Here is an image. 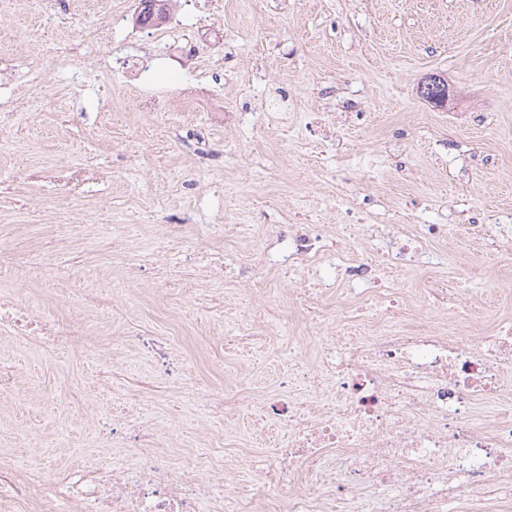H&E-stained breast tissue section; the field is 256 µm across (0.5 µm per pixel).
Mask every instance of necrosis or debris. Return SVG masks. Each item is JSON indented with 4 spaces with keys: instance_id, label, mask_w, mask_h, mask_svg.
Returning a JSON list of instances; mask_svg holds the SVG:
<instances>
[{
    "instance_id": "1",
    "label": "necrosis or debris",
    "mask_w": 512,
    "mask_h": 512,
    "mask_svg": "<svg viewBox=\"0 0 512 512\" xmlns=\"http://www.w3.org/2000/svg\"><path fill=\"white\" fill-rule=\"evenodd\" d=\"M96 30L119 26L112 0H8L50 20L56 4ZM41 197L98 199L109 171L50 167L38 172ZM265 256L281 274L333 265L329 237L293 231ZM55 278L40 263L37 280L18 279L0 294V328L50 349L76 343L66 326L36 311L39 289ZM352 338L315 357L289 355L283 395L256 402L257 416L288 437L274 452L241 458L254 477L233 512H512V319L490 335L458 336L440 322L411 326L405 295L393 293L345 318ZM129 458L87 462L45 476L30 457L0 462V512H203L222 499L213 465L197 456L179 469L162 459L166 438L119 421Z\"/></svg>"
}]
</instances>
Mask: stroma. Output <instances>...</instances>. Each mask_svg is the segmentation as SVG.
Returning a JSON list of instances; mask_svg holds the SVG:
<instances>
[{
    "label": "stroma",
    "instance_id": "35a3bbf8",
    "mask_svg": "<svg viewBox=\"0 0 512 512\" xmlns=\"http://www.w3.org/2000/svg\"><path fill=\"white\" fill-rule=\"evenodd\" d=\"M172 0L173 15H192L165 38L122 27L113 49L109 33L87 39L77 20L45 25L15 16L6 50L14 57L18 112L0 141L24 154L27 165L103 166L112 171V196L100 207L82 201L43 202L27 187V210L0 213V247L53 249L56 289L40 298L49 318L77 327L92 323L72 292L111 288L128 264L140 270L104 318L106 335L82 348L63 343L45 350L0 331V459L35 449L43 472L93 460L122 462L121 446H100L112 420L132 404L146 408L142 426L183 434L199 425L191 449L168 453L180 465L186 452L221 448L233 456L267 453L285 436L274 423L258 427L251 409L202 405L194 390L212 385L257 400L281 394L285 359L296 347L314 355L294 291L308 287L303 271L288 280L280 315L266 320L259 347L228 344L239 319L265 318L262 298L246 302V288L276 275L263 261L279 225L326 227L339 251L321 282L331 311L346 313L342 291L347 266L382 252L383 238L360 233L347 241L337 225L376 224L390 233L429 235L414 266L389 270L380 290L401 289L418 320L437 318L461 336L488 335L497 317H512V0ZM50 44L61 60L32 78V43ZM162 58L153 86L174 95L180 77L222 59L211 84L235 124L219 129L224 152L197 157L195 140L205 112H178L180 135L145 112L124 106L135 96L116 62L118 54ZM448 83L447 106L421 100L417 85L430 75ZM112 96L124 113L105 136L90 137L96 99ZM71 117L60 132L53 113ZM255 112L287 113V121L256 126ZM342 128L343 144L306 129L305 114ZM47 211L63 226L69 245L50 247L45 225L30 212ZM196 221L220 224L214 250L224 260L248 261L253 277L241 284L211 277L205 252L177 232ZM122 225L119 241L99 226ZM471 307L457 320L448 296ZM170 338L182 356L183 386L172 391L130 387L153 375L137 343L122 342L131 325Z\"/></svg>",
    "mask_w": 512,
    "mask_h": 512
}]
</instances>
